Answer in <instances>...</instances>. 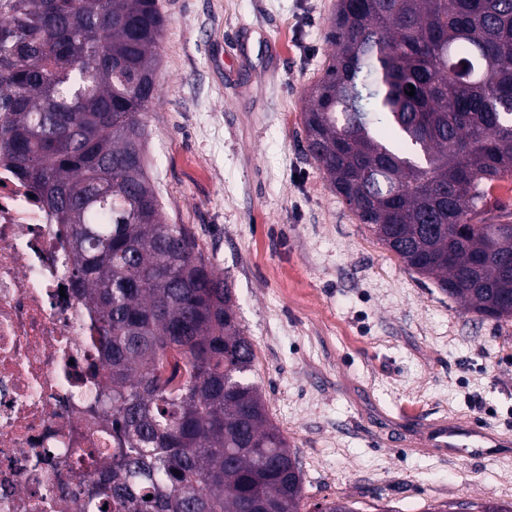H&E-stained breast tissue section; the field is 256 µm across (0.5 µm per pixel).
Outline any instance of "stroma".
Wrapping results in <instances>:
<instances>
[{
    "instance_id": "1",
    "label": "stroma",
    "mask_w": 512,
    "mask_h": 512,
    "mask_svg": "<svg viewBox=\"0 0 512 512\" xmlns=\"http://www.w3.org/2000/svg\"><path fill=\"white\" fill-rule=\"evenodd\" d=\"M150 183L232 290L254 379L308 502L451 512L512 501V455L443 457L429 425L512 433V320L465 312L332 192L302 106L336 0H159Z\"/></svg>"
}]
</instances>
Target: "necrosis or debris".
Wrapping results in <instances>:
<instances>
[{"label": "necrosis or debris", "mask_w": 512, "mask_h": 512, "mask_svg": "<svg viewBox=\"0 0 512 512\" xmlns=\"http://www.w3.org/2000/svg\"><path fill=\"white\" fill-rule=\"evenodd\" d=\"M67 229L0 164V512H78L115 449Z\"/></svg>", "instance_id": "4bbe7bcc"}]
</instances>
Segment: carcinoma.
Segmentation results:
<instances>
[{"label": "carcinoma", "instance_id": "carcinoma-1", "mask_svg": "<svg viewBox=\"0 0 512 512\" xmlns=\"http://www.w3.org/2000/svg\"><path fill=\"white\" fill-rule=\"evenodd\" d=\"M158 0H0V161L70 233L118 448L86 512H356L304 501L252 378L231 288L145 168ZM306 148L407 268L512 319V224L474 222L512 174V0H338ZM414 86V95L406 94Z\"/></svg>", "mask_w": 512, "mask_h": 512}]
</instances>
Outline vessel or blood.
<instances>
[{"label":"vessel or blood","instance_id":"b4317fda","mask_svg":"<svg viewBox=\"0 0 512 512\" xmlns=\"http://www.w3.org/2000/svg\"><path fill=\"white\" fill-rule=\"evenodd\" d=\"M431 432V445L441 455L450 450L474 455L491 454L512 445L510 435L458 420L433 422Z\"/></svg>","mask_w":512,"mask_h":512}]
</instances>
